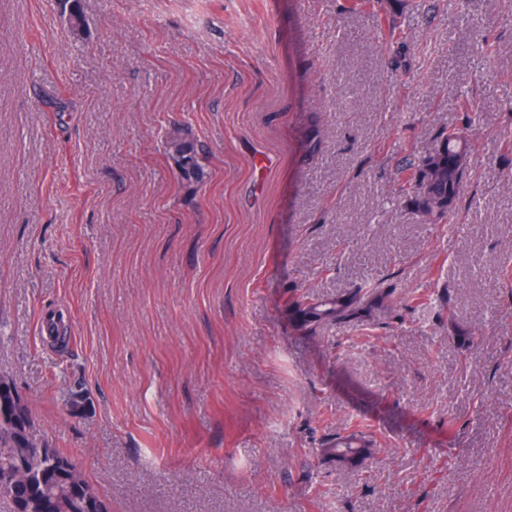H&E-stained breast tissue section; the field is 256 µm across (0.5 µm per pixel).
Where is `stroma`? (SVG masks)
Wrapping results in <instances>:
<instances>
[{
	"instance_id": "35a3bbf8",
	"label": "stroma",
	"mask_w": 512,
	"mask_h": 512,
	"mask_svg": "<svg viewBox=\"0 0 512 512\" xmlns=\"http://www.w3.org/2000/svg\"><path fill=\"white\" fill-rule=\"evenodd\" d=\"M384 4L387 50L349 0H0V373L112 512H512V0ZM451 123L424 224L391 188ZM383 0H351V9L354 11L371 10L379 21L378 46L381 49L391 48L398 44L404 32V10L399 12L387 11ZM470 149L465 131L449 125L431 152L398 168L392 194L424 223H447L467 177ZM374 286H360L348 294L315 303L295 301L296 311L311 330L352 319L369 298L375 294ZM322 447L317 448V454L335 458L336 461L348 465L362 463L369 451L365 436L349 432L347 429L336 431V435L328 439Z\"/></svg>"
}]
</instances>
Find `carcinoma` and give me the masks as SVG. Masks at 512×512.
<instances>
[{"instance_id":"cac0c4a2","label":"carcinoma","mask_w":512,"mask_h":512,"mask_svg":"<svg viewBox=\"0 0 512 512\" xmlns=\"http://www.w3.org/2000/svg\"><path fill=\"white\" fill-rule=\"evenodd\" d=\"M64 6L69 8L70 26L79 30L84 22L80 0H64ZM351 9L376 14L381 49L399 43L405 35L404 11L386 10L383 0H351ZM470 149L465 131L448 126L431 152L398 168L392 194L407 202L421 221L447 223L467 177ZM373 295L374 287L364 285L315 303L297 300L295 306L313 330L352 319ZM11 386L12 379L0 375V504L7 512H109L80 465L38 433L21 396L12 406L6 405L3 390ZM368 451L364 436L345 429L316 449L317 454L348 465L363 462Z\"/></svg>"}]
</instances>
